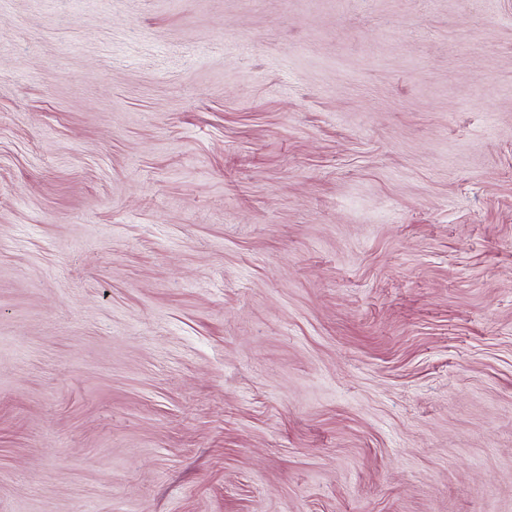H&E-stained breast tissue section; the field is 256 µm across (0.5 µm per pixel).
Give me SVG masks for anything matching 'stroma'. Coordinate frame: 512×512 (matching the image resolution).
I'll return each mask as SVG.
<instances>
[{
    "label": "stroma",
    "instance_id": "1",
    "mask_svg": "<svg viewBox=\"0 0 512 512\" xmlns=\"http://www.w3.org/2000/svg\"><path fill=\"white\" fill-rule=\"evenodd\" d=\"M0 512H512V0H0Z\"/></svg>",
    "mask_w": 512,
    "mask_h": 512
}]
</instances>
